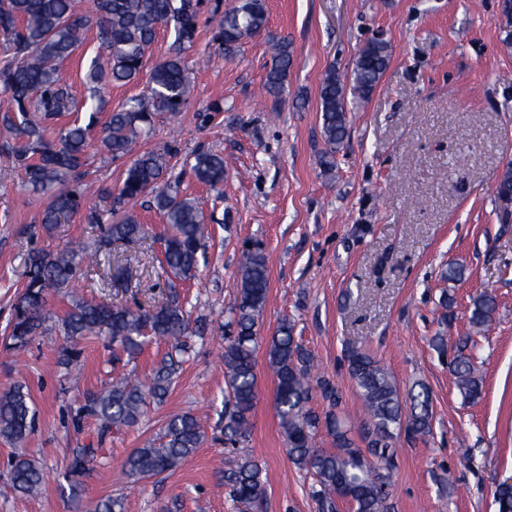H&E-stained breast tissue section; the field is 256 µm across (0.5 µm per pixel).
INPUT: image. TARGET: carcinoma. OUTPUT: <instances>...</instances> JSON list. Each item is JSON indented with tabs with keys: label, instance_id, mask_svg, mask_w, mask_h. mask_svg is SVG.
Wrapping results in <instances>:
<instances>
[{
	"label": "carcinoma",
	"instance_id": "obj_1",
	"mask_svg": "<svg viewBox=\"0 0 512 512\" xmlns=\"http://www.w3.org/2000/svg\"><path fill=\"white\" fill-rule=\"evenodd\" d=\"M203 0H92L80 14L75 0H0V36L6 42L0 56V93L12 108L0 113V131L11 140L3 144L11 167L24 173L25 193L47 198V205L32 222L49 228L82 211L83 190L72 186L79 179L92 142L112 159L125 157L131 145L151 130L155 114L177 112L192 97L193 84L185 62L176 51L149 69L147 92L109 113L99 124L104 83L128 84L146 70L147 52L161 27L173 28L180 49L194 43ZM267 29L265 0H238L224 12L215 41L226 54L234 52L246 38ZM95 35L99 52L90 60L85 86L93 101L95 115L88 123L60 127L48 138L47 126L77 102L64 83L62 65ZM274 55L266 75L265 91L279 101L291 66L290 42L271 38ZM391 57L388 43L369 40L360 50L349 80L330 72L323 80L320 112L325 151L318 158L323 169L334 166L336 152L348 134L347 96L364 102L379 83ZM166 156L146 151L126 167L116 188L104 189L109 200L105 209L84 212V220L104 228V245L131 241L143 232L138 214L130 203L151 196L164 223L170 227L165 239L164 265L174 278L187 280L198 265L204 235L202 216L194 200L184 197L180 180L166 177ZM191 172L198 183L211 189L224 184V155L211 150L194 156ZM497 194L512 202V167L503 172ZM98 261L81 245L69 246L55 254L37 252L29 257L28 280L18 291L10 324L11 345L27 346L43 333L46 293L69 287L77 266L87 258ZM268 258L256 249L244 255L240 283L231 306L224 333V444L233 448L250 437V414L256 405V330L268 292ZM495 299L481 293L472 299L470 322L482 330L493 321ZM59 326L71 345L60 349L58 363L72 366L78 358L73 343L80 339L108 337L126 353L141 350L143 339L154 336L170 343V351L143 382L117 381L104 388L82 407L97 418L100 435L112 428L132 426L145 413L147 402L161 403L168 396L186 353L184 338L189 322L178 295L152 310L132 309L108 303H92L70 296V307ZM470 337L459 341L449 362L455 385L468 401L480 398L482 380L476 375L471 356L466 354ZM268 364L275 378V407L288 447V456L314 479L311 496L322 512H338L348 503L352 512H391V472L395 468L393 441L403 434L418 439L431 433L432 405L427 388L415 384L402 397L396 382L369 354L350 350L346 361L366 412L362 423V444L348 435L334 412L319 418L307 404L311 398L312 359L295 340L293 325L284 319L267 340ZM35 423L30 393L19 385L0 395V439L17 446L24 442ZM324 424L335 448L316 447L315 432ZM199 420L191 413L172 416L159 445L134 449L125 462V474L133 483L170 473L190 458L204 440ZM97 448H79L67 472L70 497L81 500L82 481L89 465L98 457ZM11 486L25 496L38 493L47 474L38 462L25 455L11 460ZM224 485L241 512L259 508L265 494L262 467L245 455L224 470ZM498 512H512V484L496 491ZM120 497H104L86 506V512H124Z\"/></svg>",
	"mask_w": 512,
	"mask_h": 512
}]
</instances>
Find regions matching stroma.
Returning <instances> with one entry per match:
<instances>
[{"mask_svg": "<svg viewBox=\"0 0 512 512\" xmlns=\"http://www.w3.org/2000/svg\"><path fill=\"white\" fill-rule=\"evenodd\" d=\"M234 0H205L195 43L183 56L195 93L177 113L157 115L151 137L133 153H166L181 191L203 216L204 240L193 278L162 267L169 234L148 199L136 209L141 237L113 244L98 264L82 265L71 289L89 302L155 308L179 294L190 314L191 350L165 401L138 424L99 437L94 417L80 416L106 384L148 374L167 352L162 340L127 356L97 339L82 341L79 367L57 365L65 344L58 320L67 296L51 293L47 329L26 349L9 347V323L28 258L71 241L96 244L100 230L82 214L47 229L33 223L44 201L22 192L21 174L0 181V393L26 386L36 424L23 445L0 441V512H77L64 478L76 448H103L83 480V496H119L125 512H236L224 471L235 458L224 445V366L219 332L227 321L244 252L268 256L269 287L259 337L281 320L311 354L313 374L342 397L321 394L317 415L336 411L359 434L362 400L346 353L371 354L401 393L423 382L432 402L429 436L394 441L393 512H497L499 484L512 480V223H501L497 186L512 164V12L502 0H266V33L243 40L233 56L213 41ZM288 37L292 61L283 99L263 93L271 66L269 35ZM391 46L388 67L363 105H349V135L326 171L319 89L329 71L350 75L359 49L374 36ZM224 154V184L197 183L196 152ZM464 278H444L449 261ZM491 294L495 319L481 333L470 323L471 299ZM452 307H445L446 298ZM469 352L483 390L462 399L450 354L434 337ZM258 401L243 446L263 469L262 512H318L312 476L288 457L274 409L266 347L256 348ZM190 412L205 440L174 473L130 483L128 455L159 444L172 415ZM25 453L48 479L38 496L16 494L10 458Z\"/></svg>", "mask_w": 512, "mask_h": 512, "instance_id": "1", "label": "stroma"}]
</instances>
